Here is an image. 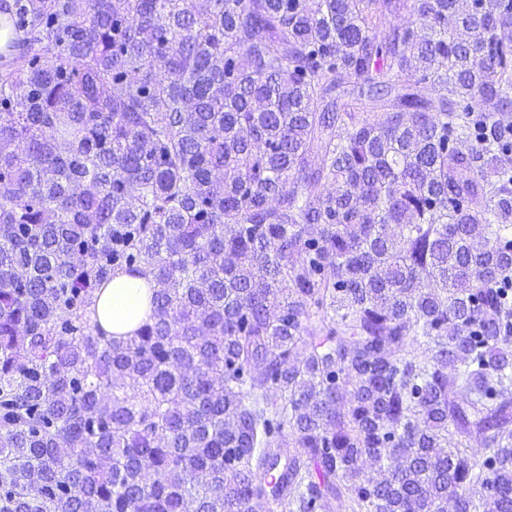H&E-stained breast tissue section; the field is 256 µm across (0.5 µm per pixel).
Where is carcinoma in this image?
<instances>
[{
    "label": "carcinoma",
    "instance_id": "1",
    "mask_svg": "<svg viewBox=\"0 0 512 512\" xmlns=\"http://www.w3.org/2000/svg\"><path fill=\"white\" fill-rule=\"evenodd\" d=\"M16 14L0 512H512V0ZM137 294L138 306L128 308ZM150 296L145 278L125 274L113 278L112 285L97 300L96 312L102 326L112 333L130 334L151 315Z\"/></svg>",
    "mask_w": 512,
    "mask_h": 512
}]
</instances>
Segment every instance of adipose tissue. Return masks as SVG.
<instances>
[{"instance_id":"1","label":"adipose tissue","mask_w":512,"mask_h":512,"mask_svg":"<svg viewBox=\"0 0 512 512\" xmlns=\"http://www.w3.org/2000/svg\"><path fill=\"white\" fill-rule=\"evenodd\" d=\"M96 312L103 327L114 333L133 332L151 314L146 279L120 275L101 293Z\"/></svg>"}]
</instances>
